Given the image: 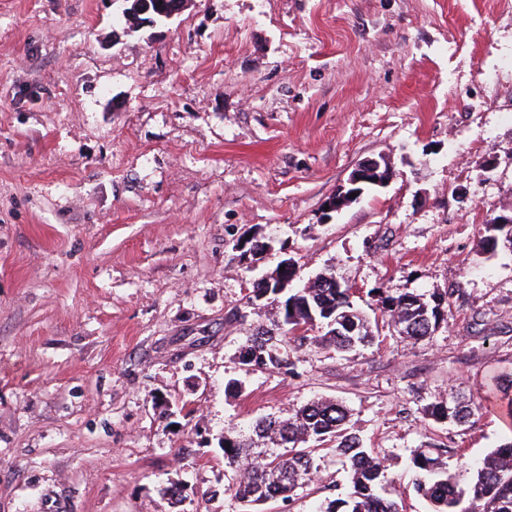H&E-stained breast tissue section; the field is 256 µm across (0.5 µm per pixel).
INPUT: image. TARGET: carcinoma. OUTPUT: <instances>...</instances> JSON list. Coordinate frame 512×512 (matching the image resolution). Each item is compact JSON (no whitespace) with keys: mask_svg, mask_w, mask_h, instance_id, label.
<instances>
[{"mask_svg":"<svg viewBox=\"0 0 512 512\" xmlns=\"http://www.w3.org/2000/svg\"><path fill=\"white\" fill-rule=\"evenodd\" d=\"M483 253L494 256L503 249L498 243L505 231L494 224L485 228ZM377 304L387 326L399 336L418 342L430 337L445 321L449 297L446 294H404L391 297L375 291ZM272 330L259 328L241 346L239 363L247 368L283 369L289 362L273 349L274 340L284 343L310 339L338 353L370 343L369 320L358 312L350 289L338 287L332 271L318 275L307 288H288ZM314 336H308V333ZM426 405L425 413L440 424L462 425L473 415L470 404L454 399ZM253 437L224 438V463L235 472L234 495L252 507L270 501L291 500L302 483L318 471V446L336 443V451L347 462L350 492L346 498L326 503L320 512H399L395 501L380 493L384 464L365 448L363 440L349 427V409L340 401L321 399L308 403L286 420L261 419ZM418 474L416 488L430 501L433 512H463L464 499L483 502L482 512H512V439L490 450L476 465L460 454L457 470L470 475L460 486L457 475L448 472L447 462L428 448H419L412 458Z\"/></svg>","mask_w":512,"mask_h":512,"instance_id":"cac0c4a2","label":"carcinoma"}]
</instances>
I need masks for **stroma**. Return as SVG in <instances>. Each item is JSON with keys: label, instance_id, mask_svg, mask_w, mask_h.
Segmentation results:
<instances>
[{"label": "stroma", "instance_id": "stroma-1", "mask_svg": "<svg viewBox=\"0 0 512 512\" xmlns=\"http://www.w3.org/2000/svg\"><path fill=\"white\" fill-rule=\"evenodd\" d=\"M122 9L0 0V512H246L219 439L321 398L349 408L401 512H430L416 449L452 465L512 438L494 405L512 255L482 252L512 211V0H185L162 25ZM369 158L390 180L327 214ZM287 256L295 286L335 270L369 317L380 288L448 294L447 319L243 367L279 306L252 283ZM460 394L469 423L425 417ZM319 455L263 512L347 494L334 444ZM495 221H490L491 223L486 224L485 231L487 235L483 239V253L489 254V256H494L497 254L499 250H506L502 243L497 244L496 239H499L500 242L505 234V231L502 228L496 226V224H505L508 227H512V217L511 215L499 214L494 217H498Z\"/></svg>", "mask_w": 512, "mask_h": 512}]
</instances>
